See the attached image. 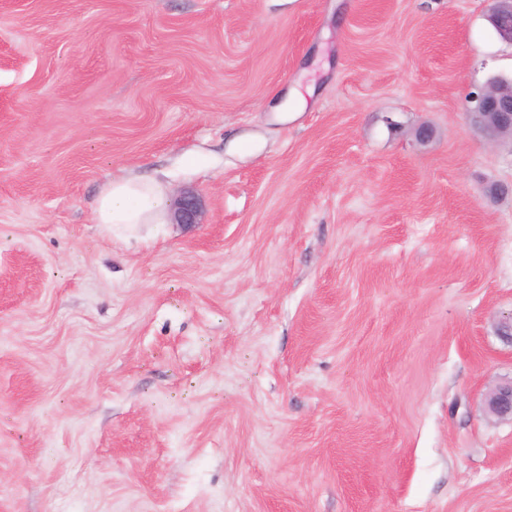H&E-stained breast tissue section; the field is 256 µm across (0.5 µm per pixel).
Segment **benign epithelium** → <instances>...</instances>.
<instances>
[{"label":"benign epithelium","instance_id":"7a95c632","mask_svg":"<svg viewBox=\"0 0 512 512\" xmlns=\"http://www.w3.org/2000/svg\"><path fill=\"white\" fill-rule=\"evenodd\" d=\"M512 0H492L488 22L498 37L512 43ZM467 114L472 125L491 144L512 137V79L501 80L469 93L466 100ZM174 224L203 223L201 200L192 190L181 191L170 207ZM487 411L498 417L512 420V381L490 390L485 397Z\"/></svg>","mask_w":512,"mask_h":512}]
</instances>
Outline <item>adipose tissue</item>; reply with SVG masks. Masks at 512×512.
<instances>
[{
  "instance_id": "obj_1",
  "label": "adipose tissue",
  "mask_w": 512,
  "mask_h": 512,
  "mask_svg": "<svg viewBox=\"0 0 512 512\" xmlns=\"http://www.w3.org/2000/svg\"><path fill=\"white\" fill-rule=\"evenodd\" d=\"M169 198L163 186L143 178L117 179L97 200L95 221L117 228L163 224L169 219Z\"/></svg>"
}]
</instances>
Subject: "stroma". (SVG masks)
Segmentation results:
<instances>
[{
  "instance_id": "1",
  "label": "stroma",
  "mask_w": 512,
  "mask_h": 512,
  "mask_svg": "<svg viewBox=\"0 0 512 512\" xmlns=\"http://www.w3.org/2000/svg\"><path fill=\"white\" fill-rule=\"evenodd\" d=\"M489 6L0 0V512H512ZM467 114L472 125L491 144L512 137V79L469 93ZM163 186L143 178L112 180L97 200L95 223L126 227L136 224L203 223L201 200L192 190L181 191L169 206ZM170 210V217H169ZM485 407L498 418L512 420V380L490 390L485 397Z\"/></svg>"
}]
</instances>
